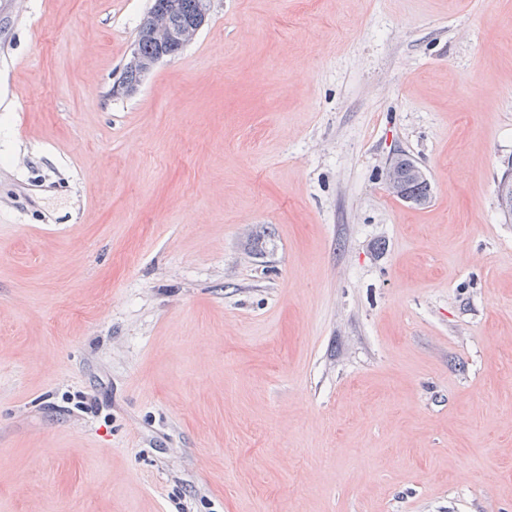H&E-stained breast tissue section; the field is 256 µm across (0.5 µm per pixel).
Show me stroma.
Instances as JSON below:
<instances>
[{
  "label": "stroma",
  "mask_w": 512,
  "mask_h": 512,
  "mask_svg": "<svg viewBox=\"0 0 512 512\" xmlns=\"http://www.w3.org/2000/svg\"><path fill=\"white\" fill-rule=\"evenodd\" d=\"M151 4L0 0V512H512V0ZM199 1L201 0H178L179 5L177 9L170 11L168 8H166V6H176L177 0H169V2L165 0H153L154 3L143 19L136 37V41L139 44L141 54L148 58H142L138 51L134 49L128 61L129 66L127 65L124 69L121 80L122 82H126L128 84H139L141 81L139 71L130 66L138 67L145 76L150 73L158 64V62L163 58V54L158 55L161 49L167 56L175 55L185 46L183 41L180 39L190 42L196 36V34L206 22L208 10V6H200L198 10ZM164 2H167L166 6ZM155 10L164 11L163 13L167 14L165 21L169 26L176 30L187 26L189 21L193 19L196 13L197 14L193 22L188 27L181 30L179 33L180 39H174L164 44L170 38H174L175 33L166 25L163 20H160V18L156 19L148 29L149 35L158 43L145 35L146 25L151 20V15L155 13ZM158 44L164 45L163 47H160ZM126 83L120 82L114 91H122L123 93L131 94L137 90L138 85L130 86ZM417 165L414 161L408 158L406 155H399L392 166L398 171L401 176V200H411L414 205L423 206L430 199V184L426 179L423 170L421 168H415L414 172L420 176L415 177L410 175L411 168ZM392 166H388L386 187L389 191H398L400 184L396 178Z\"/></svg>",
  "instance_id": "35a3bbf8"
}]
</instances>
